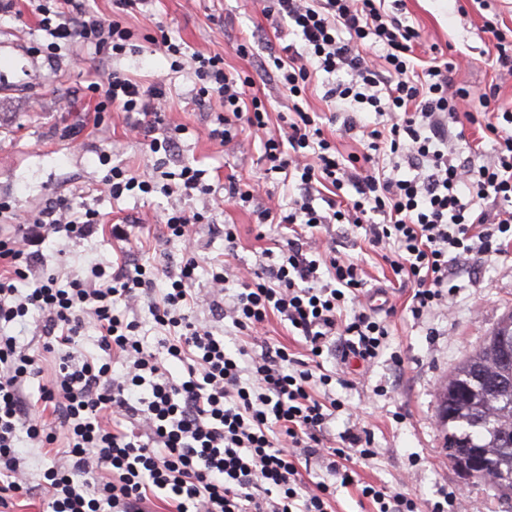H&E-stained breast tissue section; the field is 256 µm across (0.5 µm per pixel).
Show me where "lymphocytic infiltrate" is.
<instances>
[{
	"mask_svg": "<svg viewBox=\"0 0 512 512\" xmlns=\"http://www.w3.org/2000/svg\"><path fill=\"white\" fill-rule=\"evenodd\" d=\"M32 2L48 36L93 46L98 55H124L138 39L86 0ZM261 2L266 17L297 36L272 59L292 101L279 131L270 130L269 106L251 93V80L226 69L222 55L190 53L165 36L156 46L172 68L193 73L197 98L223 105L212 140L225 143L238 127H248L261 140L265 179H294L297 196L286 206L261 205L259 222L368 225L369 244L413 286V319L423 318L454 291L453 261L502 254L512 245V111L499 106L496 88L477 94L456 86L460 60L415 63L419 33L386 13L384 0ZM319 78L342 132L362 134L364 152L344 162L298 103ZM163 86V79L145 85L111 68L86 92L97 114L132 115L130 130L150 152H170L176 139L155 136ZM362 104L373 108L376 121H361ZM462 118L483 123L491 154L458 150L448 124ZM405 166L412 177L401 176ZM348 187L354 198L338 204ZM320 196L322 209L314 205ZM203 221V213L180 207L166 213L170 238L185 248L179 272L163 288L158 268L124 252L86 273L30 280L49 239L83 240L98 231L101 215L87 202L49 199L0 233V328L33 317L44 349L61 353L54 379L29 393L28 382L42 375L40 359L0 331V512L11 498L37 491L50 512H144L156 495L171 512H335L336 489L347 485L357 488L370 512H418L406 493L360 481L351 462L376 456L370 432L352 426L338 445H329V424L343 403L316 394L336 378L323 365L322 349L337 341L343 355L371 365L386 347V319L360 300L362 267L295 233L275 262L237 274L212 271L202 293L193 286L201 259L190 241ZM232 280L239 289L229 296ZM138 305L147 306L155 329L179 331L161 352L144 347L139 323L117 312ZM203 307L212 317H229L239 335L264 343V351L250 355L246 342L228 353L223 335L199 321ZM274 315L303 337L301 352L270 343L265 327ZM89 319L99 332L94 354L76 349ZM116 360L123 368L118 376ZM168 360L185 367L186 379L174 380ZM23 439L34 448L65 447V461L45 469L36 486L17 451ZM305 456L320 459L325 480L306 485L299 471Z\"/></svg>",
	"mask_w": 512,
	"mask_h": 512,
	"instance_id": "1",
	"label": "lymphocytic infiltrate"
}]
</instances>
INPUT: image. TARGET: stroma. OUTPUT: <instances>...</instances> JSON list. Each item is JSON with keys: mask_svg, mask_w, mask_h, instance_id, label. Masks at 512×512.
<instances>
[{"mask_svg": "<svg viewBox=\"0 0 512 512\" xmlns=\"http://www.w3.org/2000/svg\"><path fill=\"white\" fill-rule=\"evenodd\" d=\"M16 10V16L0 19V197L8 198L20 214L59 195L85 197L105 224L138 221L133 246L142 262L162 271L178 270L182 245L169 240L164 216L177 205L201 209L202 202L168 195L164 186H175L187 165L201 170L204 182L218 191L230 175L257 181L263 175L258 138L244 131L224 146L211 141L208 132L215 126L217 105H199L189 71L172 70L169 59L145 42L139 54L116 59L115 64L145 83L154 74H165L164 125L182 128L175 152L149 153L129 136L124 113L106 114L100 123L94 119V104L84 88L91 72L105 69V60L76 44L62 49L53 61L34 54L35 44L45 42V34L29 0H17ZM405 14L421 34L417 57L427 60L438 53L467 57L469 64L456 73V84L475 92L498 85L500 106L512 110V74L493 67L495 50L470 0H406ZM122 18L138 33L152 34L161 28L189 51L222 54L226 68L250 75L254 92L268 99L276 114L271 128H280L279 116L287 112L288 101L262 63L296 36L287 26L272 25L260 0H147L144 7L123 12ZM241 43L248 45V55L238 54ZM324 93L322 83H315L302 107L323 119L326 137L342 154L362 152L363 143L340 137L337 124L329 123L332 108ZM104 151L112 164L133 172L147 160H158L161 173L155 178L156 189L117 199L99 193L97 186L108 172L98 160ZM216 224L235 225L239 238L235 254H225L223 234L212 230ZM281 234L280 226L258 225L251 209L227 202L213 211L211 223L198 225L196 243L200 256L235 268L255 264ZM313 234L334 241L338 251L363 266L374 303L387 301L396 307L388 319L389 353L374 365L343 360L337 351L323 354L325 369L337 377L331 392L344 403L331 423L333 435L360 424L370 431L378 451L375 458L356 460L360 478L417 497L421 512H427L440 492L458 490L464 493L465 512H507L512 501L499 498L487 486L464 483L449 463L436 395L465 355L482 345L502 316L512 312V260L491 254L475 261L473 273L459 274V288L450 294L447 305L416 320L408 310L411 286L396 280L368 245L365 228L331 224L314 229ZM120 247V242L100 231L87 240L53 239L43 255L47 268L74 269L92 262L110 263ZM394 353L401 356L402 367L392 363Z\"/></svg>", "mask_w": 512, "mask_h": 512, "instance_id": "35a3bbf8", "label": "stroma"}]
</instances>
